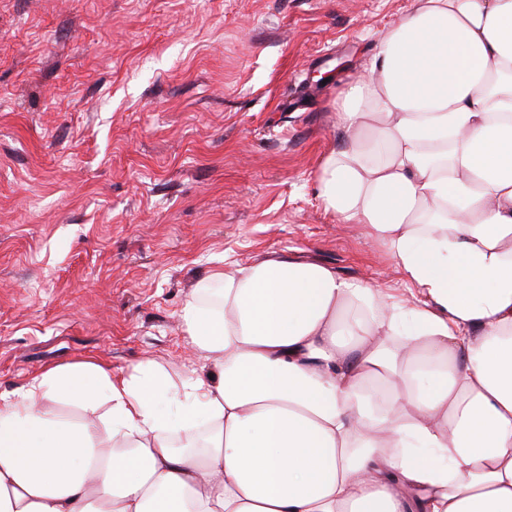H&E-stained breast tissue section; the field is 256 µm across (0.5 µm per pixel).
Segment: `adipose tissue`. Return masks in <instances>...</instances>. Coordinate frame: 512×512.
<instances>
[{
    "instance_id": "adipose-tissue-1",
    "label": "adipose tissue",
    "mask_w": 512,
    "mask_h": 512,
    "mask_svg": "<svg viewBox=\"0 0 512 512\" xmlns=\"http://www.w3.org/2000/svg\"><path fill=\"white\" fill-rule=\"evenodd\" d=\"M336 105L318 196L418 300L213 271L180 310L205 371L86 359L0 400V512H512V0H413ZM106 408L107 406L103 405L97 412V415L103 413L106 410ZM45 409L55 415L67 418L74 422H82L87 419L96 418L97 416L90 415L80 407L65 402L48 403L47 405H45Z\"/></svg>"
}]
</instances>
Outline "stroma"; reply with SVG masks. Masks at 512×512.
Here are the masks:
<instances>
[{
    "label": "stroma",
    "instance_id": "obj_1",
    "mask_svg": "<svg viewBox=\"0 0 512 512\" xmlns=\"http://www.w3.org/2000/svg\"><path fill=\"white\" fill-rule=\"evenodd\" d=\"M412 0H0V396L85 358L170 374L223 264L282 255L412 300L316 179L337 87Z\"/></svg>",
    "mask_w": 512,
    "mask_h": 512
}]
</instances>
